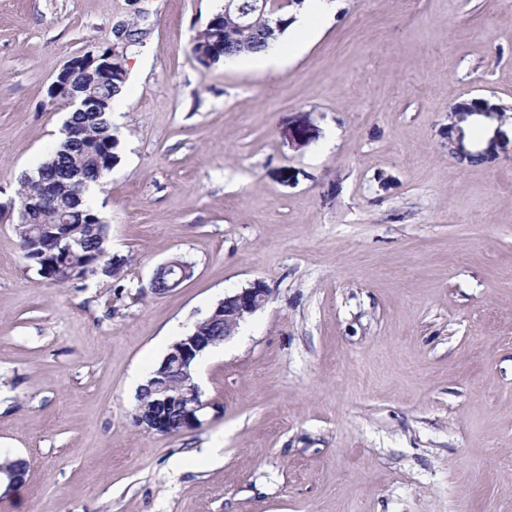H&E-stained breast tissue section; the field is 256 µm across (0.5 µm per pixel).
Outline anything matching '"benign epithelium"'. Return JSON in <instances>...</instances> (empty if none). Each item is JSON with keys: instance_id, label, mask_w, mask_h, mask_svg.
Here are the masks:
<instances>
[{"instance_id": "obj_1", "label": "benign epithelium", "mask_w": 512, "mask_h": 512, "mask_svg": "<svg viewBox=\"0 0 512 512\" xmlns=\"http://www.w3.org/2000/svg\"><path fill=\"white\" fill-rule=\"evenodd\" d=\"M245 15L246 12L238 5L237 0H225L224 20L230 26L241 30L247 28ZM126 36L127 29L120 26L115 29L116 42L109 50L69 60L49 87L51 101L65 107L78 104L87 106L85 101L77 102L69 90L72 77L81 69L91 70L98 62L104 67L109 65L112 55L118 53L119 48L125 47ZM159 269L168 270L171 284L167 288L154 289L157 295L173 291L193 275L192 264L182 261L179 257L171 258L160 265ZM268 294L264 283L258 280L247 288L225 295L201 325L175 342L157 368L150 373L148 389L156 395L155 404L152 410L147 412L143 411L142 406H137L132 416L134 425L163 434H172L199 425L209 403L202 400L199 386L195 381L197 359L206 349L235 335L248 317L264 307ZM176 373L182 376V383L177 390L172 383V377Z\"/></svg>"}]
</instances>
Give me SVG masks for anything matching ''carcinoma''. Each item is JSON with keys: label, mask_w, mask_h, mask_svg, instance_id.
<instances>
[{"label": "carcinoma", "mask_w": 512, "mask_h": 512, "mask_svg": "<svg viewBox=\"0 0 512 512\" xmlns=\"http://www.w3.org/2000/svg\"><path fill=\"white\" fill-rule=\"evenodd\" d=\"M249 23V32L244 34L222 26H205L192 48L197 62L210 68L224 61L226 53L234 58L264 53L288 28V18L279 11L255 9L249 14ZM127 80L122 52L110 59L105 71L79 76L75 81L77 93L97 97L90 109L84 112L75 109L70 113L69 121L79 128L81 135L77 139L62 138L59 146L20 181L16 192L18 208L26 209L38 199L43 181L56 180V207L33 211V223L55 226L61 221V210L70 219L61 230L68 234L72 247L62 259L46 255L29 237L28 226L22 224L17 229L23 259L36 267L43 279L56 281L57 263L83 270L94 262L105 265L102 255L108 251L109 225L87 202L85 193L89 186L100 181V175L112 171L118 160L119 140L113 133L112 108Z\"/></svg>", "instance_id": "obj_1"}]
</instances>
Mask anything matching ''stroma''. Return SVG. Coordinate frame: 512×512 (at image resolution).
<instances>
[{
    "label": "stroma",
    "mask_w": 512,
    "mask_h": 512,
    "mask_svg": "<svg viewBox=\"0 0 512 512\" xmlns=\"http://www.w3.org/2000/svg\"><path fill=\"white\" fill-rule=\"evenodd\" d=\"M223 4L0 0V456L29 463L0 512H512V0H317L279 69H206ZM121 23L91 205L123 266L56 284L8 202L61 137L51 83ZM257 280L201 424L136 427L138 380ZM163 269L168 270V272L170 274V278H171V284L169 285V288H166L165 282H166L167 276L165 275L164 272H159L156 274V276L154 274V277L152 278L151 283L154 281V278H155V281H154L153 285L151 286V290L154 291V293L157 295L167 294V293L173 291L175 288H179V286L185 280L189 279L193 275V272H194L192 264L185 263L184 261H182V259L180 257H173L170 260H168L167 262H165L164 264H161L158 267V269L156 270V272L158 270H163Z\"/></svg>",
    "instance_id": "obj_1"
}]
</instances>
